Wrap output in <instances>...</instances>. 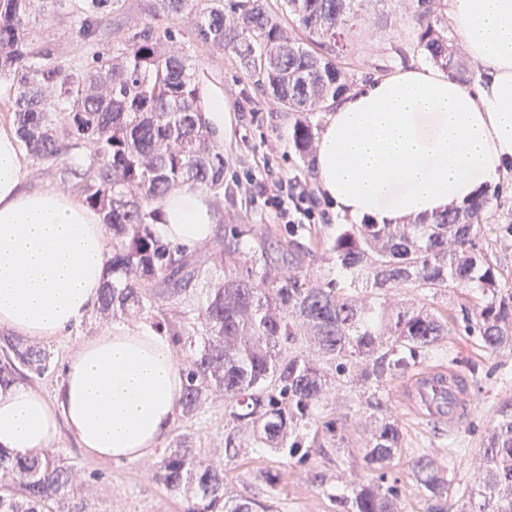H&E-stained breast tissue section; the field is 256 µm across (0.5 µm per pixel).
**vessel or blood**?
<instances>
[{
  "label": "vessel or blood",
  "instance_id": "vessel-or-blood-1",
  "mask_svg": "<svg viewBox=\"0 0 512 512\" xmlns=\"http://www.w3.org/2000/svg\"><path fill=\"white\" fill-rule=\"evenodd\" d=\"M404 397L411 406L423 408L426 418L444 419L452 426L472 411L470 390L454 370H424L409 383Z\"/></svg>",
  "mask_w": 512,
  "mask_h": 512
}]
</instances>
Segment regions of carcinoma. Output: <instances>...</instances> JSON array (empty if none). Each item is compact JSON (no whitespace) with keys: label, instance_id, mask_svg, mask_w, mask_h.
Instances as JSON below:
<instances>
[{"label":"carcinoma","instance_id":"carcinoma-1","mask_svg":"<svg viewBox=\"0 0 512 512\" xmlns=\"http://www.w3.org/2000/svg\"><path fill=\"white\" fill-rule=\"evenodd\" d=\"M121 0H0V104L21 147L101 214L111 235L112 278L94 321L146 322L175 347H189L183 413L196 417L217 399L231 431L224 451L201 453L176 434L153 479L182 499L183 512H273L270 504L224 484L221 453L241 441L283 459L301 448L300 430L324 414L336 386L380 388L424 352L441 346L448 326L486 351L512 346V285L489 234L503 186L463 207L408 224H338L327 234L288 225V238L266 233L244 252L240 224L218 225L215 240L192 253L161 242L150 224L175 188L224 187V153L202 104L196 64L177 46V31L148 23L112 46L103 18ZM369 0H154V17H194L191 35L212 52L231 51L258 91L288 110L289 146L308 162L319 114L350 89L354 75L336 63L345 31L365 20ZM412 49L448 78L470 85L473 69L448 25V0H406ZM288 15L291 31L281 16ZM70 20L68 35L86 61L62 59L47 17ZM322 258L336 276L311 279ZM457 304L442 309L448 291ZM42 342L0 336V387L54 372ZM390 421L371 431L365 457L381 464L401 451ZM482 477L468 499L475 512H512V416L491 431ZM412 479L441 507L446 481L436 461L416 458ZM96 480L50 452L12 458L0 451V512H87ZM400 488L355 483L334 497L339 512H399Z\"/></svg>","mask_w":512,"mask_h":512}]
</instances>
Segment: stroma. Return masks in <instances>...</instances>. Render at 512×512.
Instances as JSON below:
<instances>
[{"mask_svg": "<svg viewBox=\"0 0 512 512\" xmlns=\"http://www.w3.org/2000/svg\"><path fill=\"white\" fill-rule=\"evenodd\" d=\"M397 0L370 5L366 23L355 25L346 37V60L356 73L357 81L382 77L405 65H422L426 59L409 51L410 32L401 19ZM173 29L182 33L184 53L199 65V83L204 102L224 98L232 123L224 131V187L214 197L227 224H247L252 231L242 237V249L257 247L261 233L273 232L287 237L288 227L273 223L271 217L252 205L243 187L237 186L232 174L241 166L271 162L286 177L306 178V167L288 152V115L258 93L252 81L237 69L231 52L209 53L189 32L190 25L181 18L172 19ZM408 49L407 58H399L395 47ZM452 368L467 378L475 398L472 413L456 426L437 420H420L401 406L398 391L404 376L388 379L381 388L392 418L403 433L400 454L382 465L368 464L364 458L366 438L364 417L368 410L359 390L342 388L332 391L326 410L335 419L344 441L341 446L312 447L308 464L284 463L267 449L248 447L238 457L225 460L224 481L228 487L259 500H273L277 512H334L331 495L347 494V480L366 482L386 477L407 487L402 512H428L430 500L411 482V465L428 454L446 468L448 494L444 501L448 512H468L466 492L481 477L480 452L487 435L501 418L500 408L512 401V350L488 353L472 338L454 333L443 346L419 358L416 370ZM173 432H194L196 446L208 451L223 445L229 428L224 407L216 403L205 408L197 419L177 418ZM52 449L82 469L100 475L95 494L89 500L91 512H180L181 503L171 498L150 476L151 461L111 464L85 455L68 432H60ZM325 472V488L312 486L306 477L307 466ZM280 474L277 495H269L261 476Z\"/></svg>", "mask_w": 512, "mask_h": 512, "instance_id": "1", "label": "stroma"}]
</instances>
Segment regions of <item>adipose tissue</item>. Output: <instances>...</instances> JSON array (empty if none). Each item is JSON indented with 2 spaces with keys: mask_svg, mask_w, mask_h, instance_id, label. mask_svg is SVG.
<instances>
[{
  "mask_svg": "<svg viewBox=\"0 0 512 512\" xmlns=\"http://www.w3.org/2000/svg\"><path fill=\"white\" fill-rule=\"evenodd\" d=\"M476 88L413 66L345 93L320 131L323 195L353 222L403 224L469 204L512 172V0H450ZM14 127L0 125V327L45 340L76 330L97 304L111 257L101 215L57 188L27 184ZM221 220L210 196L177 189L153 231L194 251ZM184 369L168 337L120 324L85 337L53 399L17 382L0 389V449L25 458L60 428L86 455L150 459L181 412Z\"/></svg>",
  "mask_w": 512,
  "mask_h": 512,
  "instance_id": "obj_1",
  "label": "adipose tissue"
}]
</instances>
